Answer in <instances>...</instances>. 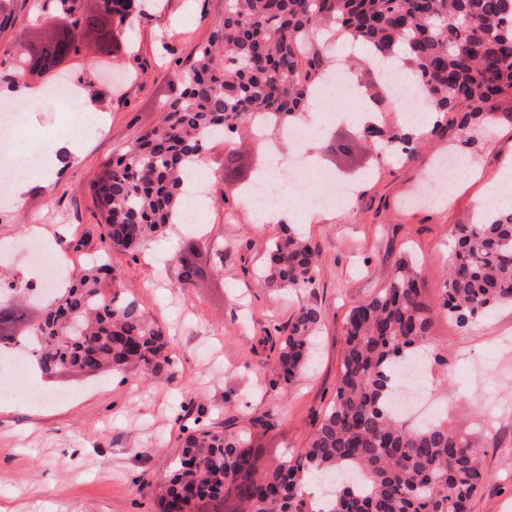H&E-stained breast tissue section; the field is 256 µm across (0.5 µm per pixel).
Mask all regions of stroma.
Here are the masks:
<instances>
[{
  "label": "stroma",
  "mask_w": 512,
  "mask_h": 512,
  "mask_svg": "<svg viewBox=\"0 0 512 512\" xmlns=\"http://www.w3.org/2000/svg\"><path fill=\"white\" fill-rule=\"evenodd\" d=\"M150 19L129 18L104 32L87 28L85 54L67 57L64 74L96 78L105 119L86 123L82 154L50 187L30 189L21 204L0 205V241L28 238L40 227L64 261L67 280L103 250L89 184L100 166L135 135L154 126L173 96L171 62L188 60L224 18V0H162ZM0 23V76L16 67L15 50L38 48L65 26L40 17L38 0H7ZM73 126V112L44 98L20 114L14 149L26 151ZM351 122L324 131L321 172L356 185L353 199L327 207L302 230L316 253L314 284L294 294L258 284L257 272L280 226L254 223L241 188L266 159L250 136L209 142L202 152L206 196L223 191L201 224H173L138 256L110 253L127 296L163 327L176 362L168 380L107 372L96 378L31 374L11 388L0 375V504L9 512H157L140 479L168 472L180 453V428L197 417L233 432L265 417L253 447L265 457L307 446L335 394L352 306L379 293L398 260L422 262L425 298L435 303L453 246L454 227L471 223L494 174L512 160V126L473 123L474 142L431 138L413 159L391 162L366 146ZM473 157L468 178L448 184L432 169L447 152ZM79 251H72V244ZM194 254L208 273L178 285L179 260ZM321 309L319 351L311 369L284 383L267 333L285 325L299 304ZM432 348L442 357L419 381L432 418L480 437L489 479L471 512H512V306L467 328L435 313Z\"/></svg>",
  "instance_id": "obj_1"
}]
</instances>
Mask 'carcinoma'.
Instances as JSON below:
<instances>
[{
    "label": "carcinoma",
    "instance_id": "carcinoma-1",
    "mask_svg": "<svg viewBox=\"0 0 512 512\" xmlns=\"http://www.w3.org/2000/svg\"><path fill=\"white\" fill-rule=\"evenodd\" d=\"M76 0H41L42 14L67 15ZM120 19L134 0H103ZM361 42L379 60L402 59L434 111L428 133L448 128L461 113L459 141L472 144L475 119L512 125L498 111L512 95V0H224V20L197 45L193 62L176 64L167 77L177 90L162 105L154 128L136 136L105 161L90 191L102 226L101 242L134 254L173 223L185 193L183 171L204 149L207 135L228 139L257 118L291 124L312 105L314 86L327 74L324 51L306 47L322 26ZM364 137L417 152L398 126H370ZM455 245L438 292L439 310L459 328L512 304V203L477 214L454 229ZM268 288L301 292L314 284L315 252L288 228L270 242ZM93 266L32 324L26 298L36 288L7 284L0 292V351L27 345L46 377L61 370L93 374L137 370L154 380L173 375L163 327L117 281L106 298ZM204 274L196 261L180 260L187 288ZM412 260L396 265L385 288L354 305L345 321V351L336 395L307 446L258 467L259 448L242 433H226L194 419L181 427V453L171 472L147 483L158 512H203L202 502H222L235 489L229 512H316L303 482L317 474L331 487L328 512H470L487 480L478 442L442 422L409 426L392 408L399 366L431 344L432 308ZM321 311L302 303L288 326L272 325L279 377L292 382L310 362Z\"/></svg>",
    "mask_w": 512,
    "mask_h": 512
}]
</instances>
